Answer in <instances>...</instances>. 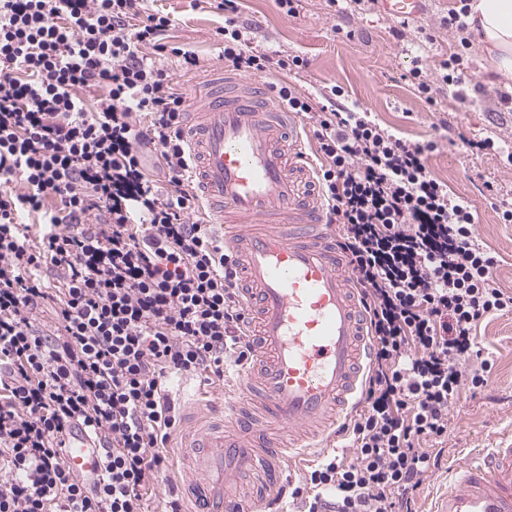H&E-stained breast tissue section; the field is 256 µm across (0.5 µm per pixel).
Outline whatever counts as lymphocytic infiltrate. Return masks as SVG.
<instances>
[{
  "mask_svg": "<svg viewBox=\"0 0 512 512\" xmlns=\"http://www.w3.org/2000/svg\"><path fill=\"white\" fill-rule=\"evenodd\" d=\"M216 8L225 63L285 74L278 102L313 129L318 191L368 313L365 407L343 427L354 459L315 466L307 512H400L449 403L486 387L474 330L512 313V292L471 207L432 177L434 142L338 103L337 86L316 104L287 80L304 58L252 51L237 0ZM171 26L144 0H0V512H177L148 503L178 420L168 380L220 379L252 353L239 273L192 187L187 99L158 58L203 63ZM77 426L101 451L93 483L62 453Z\"/></svg>",
  "mask_w": 512,
  "mask_h": 512,
  "instance_id": "lymphocytic-infiltrate-1",
  "label": "lymphocytic infiltrate"
}]
</instances>
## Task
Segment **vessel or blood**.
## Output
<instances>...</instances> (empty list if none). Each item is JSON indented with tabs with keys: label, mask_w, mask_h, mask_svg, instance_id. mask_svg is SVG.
<instances>
[{
	"label": "vessel or blood",
	"mask_w": 512,
	"mask_h": 512,
	"mask_svg": "<svg viewBox=\"0 0 512 512\" xmlns=\"http://www.w3.org/2000/svg\"><path fill=\"white\" fill-rule=\"evenodd\" d=\"M393 20L422 0H382ZM186 136L196 187L240 271L253 354L221 412L186 415L177 447L185 512H259L281 493L292 454L332 436L364 391V310L336 248L294 113L264 81L217 66L189 98ZM73 472L100 478L83 430L65 439ZM435 512H512V447L485 448L448 469Z\"/></svg>",
	"instance_id": "vessel-or-blood-1"
}]
</instances>
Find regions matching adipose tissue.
I'll use <instances>...</instances> for the list:
<instances>
[{
	"label": "adipose tissue",
	"mask_w": 512,
	"mask_h": 512,
	"mask_svg": "<svg viewBox=\"0 0 512 512\" xmlns=\"http://www.w3.org/2000/svg\"><path fill=\"white\" fill-rule=\"evenodd\" d=\"M468 23L488 53L490 83L512 81V0H470Z\"/></svg>",
	"instance_id": "adipose-tissue-1"
}]
</instances>
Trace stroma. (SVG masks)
Segmentation results:
<instances>
[{
	"label": "stroma",
	"instance_id": "stroma-1",
	"mask_svg": "<svg viewBox=\"0 0 512 512\" xmlns=\"http://www.w3.org/2000/svg\"><path fill=\"white\" fill-rule=\"evenodd\" d=\"M168 12L175 43L195 51L206 67L221 64L222 15L211 8H194L192 0H155ZM460 0H426L424 11L409 20V38L393 37V23L380 6L369 11L336 14L326 0H301L299 14L285 16L277 0H241L240 18L252 25L253 50L278 49L307 59L308 65L291 74L305 92L332 86L344 91L343 102L371 112L381 126L419 142H435L427 156L432 176L446 185L449 195L468 201L479 240L495 256L493 276L512 291V223L502 221L504 204L512 203V107L501 104L499 87L485 74L487 55L472 44L467 56L471 77L466 100H459L442 82L441 61L460 51L461 36L444 27L448 13ZM420 67L436 94L419 97L410 78ZM494 141L493 150L473 152L471 143ZM482 353L491 358L489 381L482 390H462L448 407V434L432 446L441 464L432 468L411 501L412 512H429L431 498L444 463L460 460L480 448L512 445V313L493 316L476 331ZM241 366L227 362L224 378L175 375L168 381L177 407L192 402H218L232 391Z\"/></svg>",
	"mask_w": 512,
	"mask_h": 512
}]
</instances>
